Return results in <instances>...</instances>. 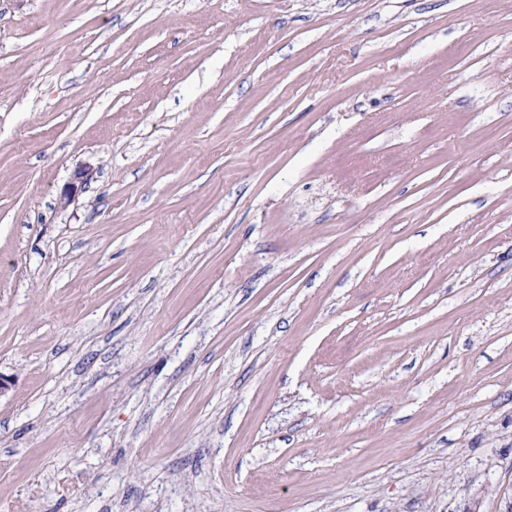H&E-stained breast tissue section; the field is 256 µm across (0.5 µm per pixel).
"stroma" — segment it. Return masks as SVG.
I'll use <instances>...</instances> for the list:
<instances>
[{"instance_id": "1", "label": "stroma", "mask_w": 512, "mask_h": 512, "mask_svg": "<svg viewBox=\"0 0 512 512\" xmlns=\"http://www.w3.org/2000/svg\"><path fill=\"white\" fill-rule=\"evenodd\" d=\"M0 374V512H512V0H0Z\"/></svg>"}]
</instances>
